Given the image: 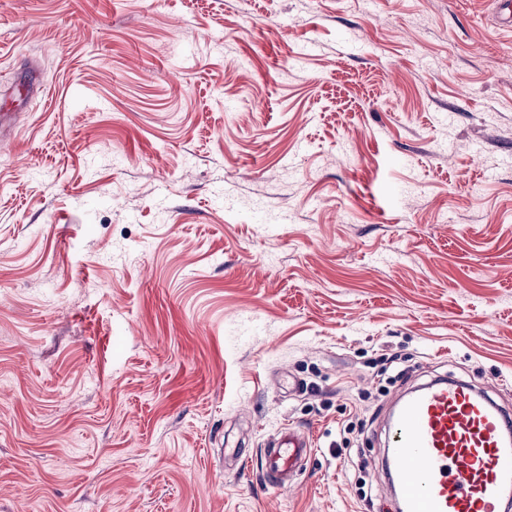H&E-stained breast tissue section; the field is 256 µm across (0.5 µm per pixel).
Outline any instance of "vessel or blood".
I'll return each mask as SVG.
<instances>
[{"mask_svg":"<svg viewBox=\"0 0 512 512\" xmlns=\"http://www.w3.org/2000/svg\"><path fill=\"white\" fill-rule=\"evenodd\" d=\"M391 463L401 512H498L512 489V410L487 386L463 379L415 390L390 420ZM311 454L289 427L264 450L270 487H291Z\"/></svg>","mask_w":512,"mask_h":512,"instance_id":"b4317fda","label":"vessel or blood"}]
</instances>
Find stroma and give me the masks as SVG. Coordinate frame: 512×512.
I'll return each instance as SVG.
<instances>
[{
    "label": "stroma",
    "instance_id": "stroma-1",
    "mask_svg": "<svg viewBox=\"0 0 512 512\" xmlns=\"http://www.w3.org/2000/svg\"><path fill=\"white\" fill-rule=\"evenodd\" d=\"M476 374L512 406L496 0H0V512H379L384 410ZM270 487H291L311 454L310 438L304 432L288 427L271 438L262 448Z\"/></svg>",
    "mask_w": 512,
    "mask_h": 512
}]
</instances>
